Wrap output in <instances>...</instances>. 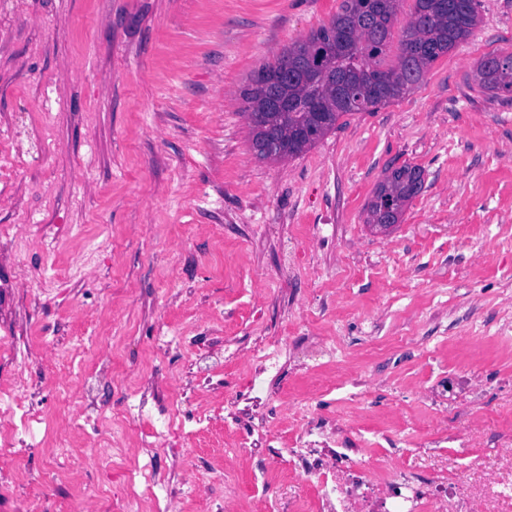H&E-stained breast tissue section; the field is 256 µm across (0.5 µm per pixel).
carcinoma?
<instances>
[{"label":"carcinoma","mask_w":512,"mask_h":512,"mask_svg":"<svg viewBox=\"0 0 512 512\" xmlns=\"http://www.w3.org/2000/svg\"><path fill=\"white\" fill-rule=\"evenodd\" d=\"M402 0H341L336 15L309 36L283 49L253 72L241 95L250 121L251 146L283 141L284 152L264 156L296 157L336 129L354 112H371L415 89L430 67L468 39L478 22L477 0H415L402 28L395 58L388 59L392 30ZM480 87L512 100V53L488 55L477 69ZM278 86L281 108L269 104ZM423 171L404 165L387 175L367 202L366 223L381 231L385 209L404 214L423 189Z\"/></svg>","instance_id":"cac0c4a2"}]
</instances>
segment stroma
I'll list each match as a JSON object with an SVG mask.
<instances>
[{
	"mask_svg": "<svg viewBox=\"0 0 512 512\" xmlns=\"http://www.w3.org/2000/svg\"><path fill=\"white\" fill-rule=\"evenodd\" d=\"M340 3L0 0V391L38 418L15 435L28 483L0 461V512H70L86 483L94 512H120L145 474L144 512H286L271 475L320 489L288 462L303 415L345 422L354 457L390 436L460 474L489 449L445 440L414 394L451 369L481 371L477 410L512 428V100L476 79L512 52V0H478L472 36L403 98L257 159L242 87ZM406 164L421 193L372 229L367 202ZM60 356L87 409L57 467ZM121 415L119 449L85 463L95 422Z\"/></svg>",
	"mask_w": 512,
	"mask_h": 512,
	"instance_id": "stroma-1",
	"label": "stroma"
}]
</instances>
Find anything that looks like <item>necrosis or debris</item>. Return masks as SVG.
I'll use <instances>...</instances> for the list:
<instances>
[{"instance_id": "4bbe7bcc", "label": "necrosis or debris", "mask_w": 512, "mask_h": 512, "mask_svg": "<svg viewBox=\"0 0 512 512\" xmlns=\"http://www.w3.org/2000/svg\"><path fill=\"white\" fill-rule=\"evenodd\" d=\"M485 389L479 372L465 370L426 395L444 410L452 401L482 399ZM347 434L344 423H337L330 442L310 423L299 429L288 451L295 470L320 482L315 512H512V435L491 429L481 413L469 411L456 436L466 446H488L491 456L471 461L455 479L426 475L394 451L373 466L358 462L345 446Z\"/></svg>"}]
</instances>
